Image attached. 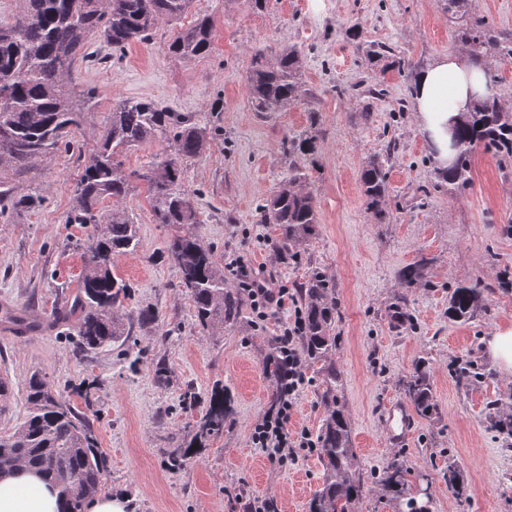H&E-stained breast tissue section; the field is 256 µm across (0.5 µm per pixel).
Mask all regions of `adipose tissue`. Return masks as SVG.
<instances>
[{
  "instance_id": "1",
  "label": "adipose tissue",
  "mask_w": 512,
  "mask_h": 512,
  "mask_svg": "<svg viewBox=\"0 0 512 512\" xmlns=\"http://www.w3.org/2000/svg\"><path fill=\"white\" fill-rule=\"evenodd\" d=\"M481 68L451 53L421 70L413 83L420 127L428 134L441 166H448L449 133L459 115L478 97L491 94ZM57 490L40 476L20 471L0 477V512H63Z\"/></svg>"
}]
</instances>
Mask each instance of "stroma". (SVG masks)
<instances>
[{
  "mask_svg": "<svg viewBox=\"0 0 512 512\" xmlns=\"http://www.w3.org/2000/svg\"><path fill=\"white\" fill-rule=\"evenodd\" d=\"M206 14L215 22L211 53L183 59L168 51L178 24ZM484 19L512 35V0H468L463 12L442 0H193L180 23H161L149 41L135 42L103 64L80 62L74 91L84 117L69 134L74 148L47 155L28 173L0 174L13 195H37L38 208L0 216V307L32 314L43 329L0 331V378L11 385L0 401V435L26 415V386L41 372L51 389L89 419L103 456L106 493L128 497L133 512H243L253 497L276 501L278 512H309L322 462L318 449L271 462L254 447L255 423L276 399L265 361L278 312L255 322L251 311L224 331L198 326L179 288L165 245L179 226L156 223L145 182L134 181L124 201L139 226L132 254L114 257L112 271L131 286L129 307L158 311L156 324H132L119 343L79 350L74 322L58 318L81 284L82 253L91 225L72 224V190L108 122L112 105L148 98L199 115L213 138L184 165L182 188L199 222L193 230L218 259L234 255L252 267H275L296 287L312 270L336 281L340 319L334 362L341 373L340 404L351 425L355 466L364 488L351 512H398L380 479L392 462L407 469L406 492L428 497L430 512H512V441L490 426L512 413V374L488 349L495 331L512 325V160L484 147L471 155V179L442 185L419 126L411 88L437 58L463 52L462 24ZM382 42L394 56L371 60L347 38ZM301 55L303 94L279 112L256 111L247 79L256 50L275 61L285 48ZM316 138L302 183L316 204L315 233L297 261H277V225L257 211L277 190L293 161L286 139ZM389 171L383 215L368 209L360 174L371 159ZM420 264L411 286L402 267ZM486 288L484 306L467 322L448 318V296L461 284ZM410 313L398 323L395 306ZM425 362L436 404L414 416L409 445L388 443L379 416L387 401L407 402L406 383ZM469 361L482 377L457 384L451 369ZM288 423L292 436L317 434L327 411L324 373L306 370ZM226 386L233 412L222 434L196 443L211 390ZM189 450L180 468L170 456ZM455 464L466 499L448 490L444 471Z\"/></svg>",
  "mask_w": 512,
  "mask_h": 512,
  "instance_id": "1",
  "label": "stroma"
}]
</instances>
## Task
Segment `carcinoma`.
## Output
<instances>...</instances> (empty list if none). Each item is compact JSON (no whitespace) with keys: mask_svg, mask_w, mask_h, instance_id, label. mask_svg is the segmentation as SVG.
Returning a JSON list of instances; mask_svg holds the SVG:
<instances>
[{"mask_svg":"<svg viewBox=\"0 0 512 512\" xmlns=\"http://www.w3.org/2000/svg\"><path fill=\"white\" fill-rule=\"evenodd\" d=\"M22 2L12 21H0V169L7 168L16 176L60 146L70 145L67 136L80 125L83 108L69 82L75 63L85 58L83 48L90 37H98L112 51H122L134 41H148L160 22L180 19L192 4V0ZM214 30L211 16L200 15L176 31L168 50L181 58H204L211 52ZM459 37L476 62L487 66L512 59V37L495 38L480 19L459 29ZM299 69L300 55L295 48L283 50L273 64L266 61L263 51H257L248 77L257 111L283 109L300 98ZM453 133V161L439 170L450 186L459 188L469 182L470 154L477 145L512 156V112L504 110L492 94L477 101ZM148 142H159L162 149L137 177L148 185L156 223H198L181 183L184 161L199 156L208 143L207 126L193 115L173 112L152 99H124L114 104L73 190L71 219L93 227L92 242L83 253L82 282L70 312L84 349L118 341L133 321L158 320L151 308L132 310L126 306L130 286L112 273V259L136 251L139 243L138 225L123 207L131 190V175L118 157ZM315 146L313 136L291 139L288 152L300 159L314 152ZM304 177L301 164L294 163L277 191L259 207L260 223L279 226L277 251L289 260L297 258L318 223L313 199L296 189ZM361 181L367 208L382 212L387 192L384 162H369ZM0 198L5 211L36 203L32 197L16 198L6 190ZM105 199L112 200V209L106 212L100 208ZM166 254L178 268V287L185 289L201 326L231 327L238 322L244 294L224 276V266L211 246L188 232L173 236ZM298 289L303 318L301 358L310 366L328 363L324 391L328 415L317 435L322 485L311 512H349V505L362 492V482L353 469L350 430L336 394L341 375L333 362L339 317L333 275L315 269ZM483 301L484 289L479 284L459 285L449 296L448 317L466 321ZM455 373L458 384L465 387L479 378L468 362L459 364ZM406 392L418 414L427 417L433 413L435 402L425 364L415 367ZM27 404L28 413L20 425L0 436V474L17 469L35 471L58 488L66 505L64 512H84L86 502L103 487L101 452L89 423L57 397L38 373L27 380ZM230 407L224 390L213 391L198 424L199 433L212 436L224 431ZM383 482L388 490L404 493L403 466L390 465Z\"/></svg>","mask_w":512,"mask_h":512,"instance_id":"carcinoma-1","label":"carcinoma"}]
</instances>
